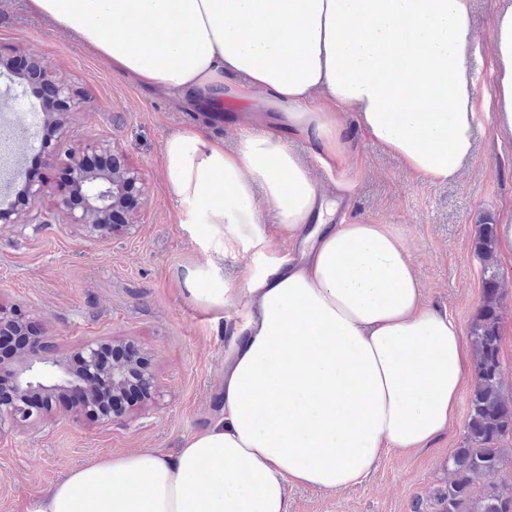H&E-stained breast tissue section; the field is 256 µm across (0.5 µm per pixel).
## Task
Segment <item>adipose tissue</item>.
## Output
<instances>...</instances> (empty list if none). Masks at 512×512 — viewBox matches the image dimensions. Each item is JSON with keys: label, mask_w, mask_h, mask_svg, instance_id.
<instances>
[{"label": "adipose tissue", "mask_w": 512, "mask_h": 512, "mask_svg": "<svg viewBox=\"0 0 512 512\" xmlns=\"http://www.w3.org/2000/svg\"><path fill=\"white\" fill-rule=\"evenodd\" d=\"M114 72L175 100L264 91L277 106L236 149L200 130L165 142L183 223L203 251H243L244 288L214 260L186 267L183 294L221 320L248 312L224 360V413L175 454L94 457L23 512H288V486L336 493L388 452L445 431L466 382L460 328L424 302L403 238L349 223L288 147L315 138L327 170L347 162L340 115L434 181L457 179L482 112L512 136V2L493 20L496 83L478 95L470 0H27ZM298 239L272 258L263 209Z\"/></svg>", "instance_id": "ef3b65f1"}]
</instances>
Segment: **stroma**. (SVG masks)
<instances>
[{
    "instance_id": "stroma-1",
    "label": "stroma",
    "mask_w": 512,
    "mask_h": 512,
    "mask_svg": "<svg viewBox=\"0 0 512 512\" xmlns=\"http://www.w3.org/2000/svg\"><path fill=\"white\" fill-rule=\"evenodd\" d=\"M503 0H472L479 54L470 61L478 94L493 84L492 17ZM0 51L46 61L75 93L69 134L78 144L108 141L140 174L145 203L131 233L92 239L56 210L57 173L45 172L46 196L30 224L0 223V307L19 312L43 332L48 356L70 358L84 342L138 345L156 383L151 401L128 407L103 427L58 406L41 421L0 434V512H20L73 468L97 455L154 448L167 453L213 423L222 411L224 357L248 311L236 298L220 321L180 290L187 266L205 261L199 236L179 221L180 206L161 167L166 139L192 125L236 147L243 133L264 129L267 96L241 102L239 77L224 79V99L203 110L159 90H146L112 72L72 35L30 13L26 0H0ZM30 112L23 145L0 146V162L28 166L41 138V99L14 100ZM351 183L340 212L350 221L386 224L405 240L428 305L462 332L477 318L482 296L476 241L483 225L512 221V137L481 116L473 155L457 180L436 183L411 173L400 158L345 123ZM503 391L512 395V249L499 246ZM469 388L452 423L423 448L384 456L365 481L327 494L288 490L289 512H430L448 483V459L466 443Z\"/></svg>"
}]
</instances>
